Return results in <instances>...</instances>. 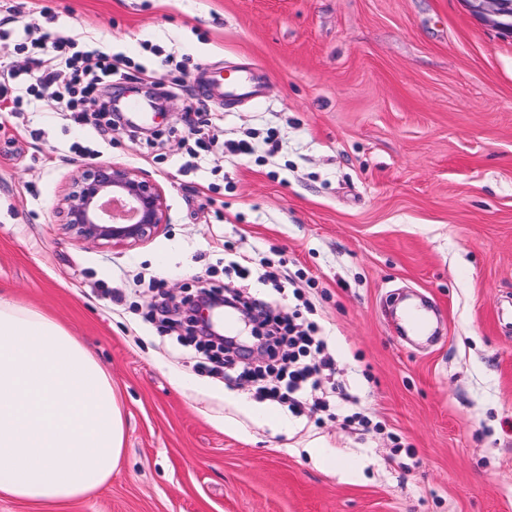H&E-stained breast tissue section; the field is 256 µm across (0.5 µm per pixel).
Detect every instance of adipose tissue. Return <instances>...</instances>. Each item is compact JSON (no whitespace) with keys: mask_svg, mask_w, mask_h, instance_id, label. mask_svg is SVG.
<instances>
[{"mask_svg":"<svg viewBox=\"0 0 512 512\" xmlns=\"http://www.w3.org/2000/svg\"><path fill=\"white\" fill-rule=\"evenodd\" d=\"M123 446L107 370L61 323L0 297V492L86 496L111 478Z\"/></svg>","mask_w":512,"mask_h":512,"instance_id":"1","label":"adipose tissue"}]
</instances>
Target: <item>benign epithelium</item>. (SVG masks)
<instances>
[{
  "mask_svg": "<svg viewBox=\"0 0 512 512\" xmlns=\"http://www.w3.org/2000/svg\"><path fill=\"white\" fill-rule=\"evenodd\" d=\"M471 12L491 26L512 33V0H465ZM57 214L79 242L134 246L168 223L161 186L149 175L123 164L93 161L70 179Z\"/></svg>",
  "mask_w": 512,
  "mask_h": 512,
  "instance_id": "benign-epithelium-1",
  "label": "benign epithelium"
}]
</instances>
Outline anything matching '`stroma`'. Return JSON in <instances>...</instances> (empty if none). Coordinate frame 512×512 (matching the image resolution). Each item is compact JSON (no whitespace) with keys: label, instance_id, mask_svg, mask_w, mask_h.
<instances>
[{"label":"stroma","instance_id":"obj_1","mask_svg":"<svg viewBox=\"0 0 512 512\" xmlns=\"http://www.w3.org/2000/svg\"><path fill=\"white\" fill-rule=\"evenodd\" d=\"M3 17L1 64L68 32L132 60L164 110L151 134L107 137L93 101L80 124L46 97L0 112V297L66 326L125 422L96 494L0 496V512H512L511 35L465 0H0ZM240 68L265 96L229 108L207 84ZM199 107L210 137H253L254 153L187 168ZM90 161L150 175L167 224L132 247L77 242L56 207ZM277 251L381 432L225 386L148 322L163 299L238 288L226 254ZM401 298L437 335L407 333Z\"/></svg>","mask_w":512,"mask_h":512}]
</instances>
